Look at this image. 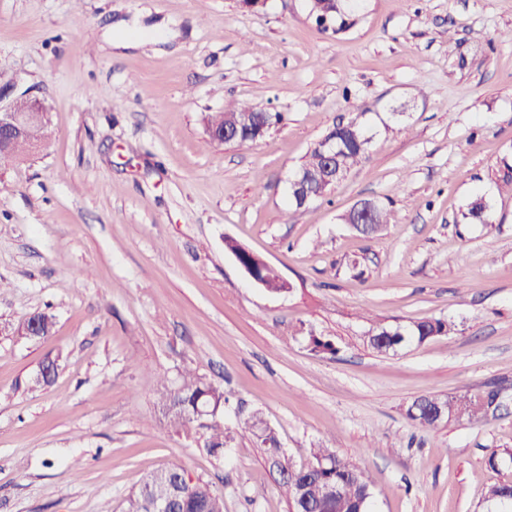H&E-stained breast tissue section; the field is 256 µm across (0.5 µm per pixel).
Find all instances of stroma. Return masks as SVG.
Here are the masks:
<instances>
[{
    "label": "stroma",
    "instance_id": "1",
    "mask_svg": "<svg viewBox=\"0 0 512 512\" xmlns=\"http://www.w3.org/2000/svg\"><path fill=\"white\" fill-rule=\"evenodd\" d=\"M512 0H364L321 30L307 0H0V89L46 100L41 151L0 164V512H121L141 476L177 466L224 512H289L240 418L262 411L299 466L322 446L373 483V512H481L512 466ZM283 113L260 140L210 142L204 116ZM373 139L324 198L288 181L339 122ZM489 223L461 218L475 192ZM392 209L373 236L345 215ZM293 290L252 284L224 247ZM54 335L8 334L33 313ZM458 331L380 354L367 318ZM333 340L336 355L308 336ZM49 357L54 383L26 384ZM221 386L223 456L167 427L159 376ZM497 387L478 422L415 425L425 395Z\"/></svg>",
    "mask_w": 512,
    "mask_h": 512
}]
</instances>
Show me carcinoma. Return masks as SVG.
<instances>
[{"label":"carcinoma","instance_id":"1","mask_svg":"<svg viewBox=\"0 0 512 512\" xmlns=\"http://www.w3.org/2000/svg\"><path fill=\"white\" fill-rule=\"evenodd\" d=\"M362 0H308L309 14L315 21L328 18L341 31L354 24L358 13L352 8ZM283 120L279 112H268L245 102L230 103L222 112H212L205 117L207 125L221 130L230 125L238 130L239 138L235 143L252 141L256 131L264 126L271 129ZM44 131L34 127L28 138L15 142L10 149L8 160H23L30 154L32 142L43 137ZM326 141L336 143V181L326 192L359 166L366 158L370 137L361 123L339 124L330 130L307 153L303 163L297 169L295 178L311 172L324 171L326 164L321 148ZM393 213L386 206L378 205L374 223L363 229L366 234H376L391 223ZM462 220L473 224H487L490 220V204L482 192L473 194L462 211ZM38 323L39 337L51 336L55 330V316L42 311L35 317ZM368 331L377 333L380 329L395 332V336L384 342L366 340L367 345L380 354L395 352L412 343L421 344L436 336H449L456 331V323L448 318H431L412 321L407 324L386 325L372 318L368 319ZM57 362L48 359L41 365L42 377L34 383L46 387L51 385L57 375ZM157 400L162 406L169 425L178 431L202 433L207 445L206 452L213 456L224 454L227 442L232 439L230 429L224 427V416L220 415L203 426H198L194 416L197 406L208 402L224 405L228 398L224 390L206 381L192 372L180 375L176 382L161 379L156 389ZM485 394H461L444 398L428 395L419 398L422 412L410 416V419L424 427L436 428L444 421L436 422L426 414V409L434 408L443 400H448V422H477L487 415L484 402ZM243 428L251 431L257 439L260 450L267 462L277 468L281 475L280 488L288 499L291 512H370L373 500V486L365 472L352 461L336 454L330 448L312 449L313 462L307 466L293 465L280 448L277 433L268 425L261 413L257 412L243 421ZM185 471L171 467L150 473L141 478L138 487L124 502L123 512H148L150 503L169 499L176 489V483ZM336 486L338 496L330 498L325 489ZM179 512H224V493L214 489L200 479L182 484ZM486 512H512V481H504L490 486L484 498Z\"/></svg>","mask_w":512,"mask_h":512}]
</instances>
